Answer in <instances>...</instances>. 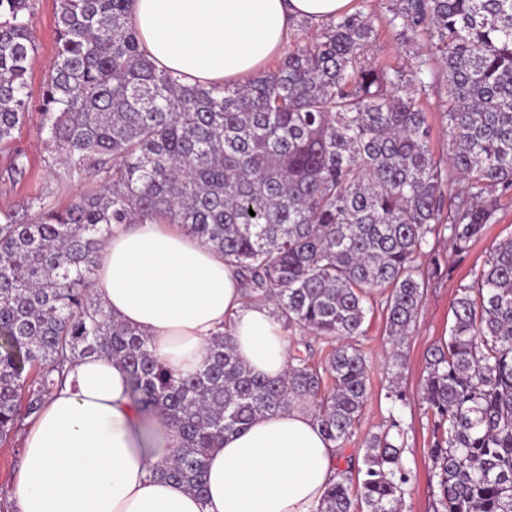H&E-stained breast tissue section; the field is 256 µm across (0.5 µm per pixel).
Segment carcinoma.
<instances>
[{
    "label": "carcinoma",
    "mask_w": 512,
    "mask_h": 512,
    "mask_svg": "<svg viewBox=\"0 0 512 512\" xmlns=\"http://www.w3.org/2000/svg\"><path fill=\"white\" fill-rule=\"evenodd\" d=\"M131 2L57 0L41 131L95 187L62 209L37 198L31 219L0 212V442L64 384L68 362L109 357L129 370L133 402L181 437L157 475L201 496L224 435L293 403L312 407L343 449L369 384L350 340L364 335L375 296L402 343L437 271L420 273L428 236L446 231L466 254L512 196V0H395L388 25L434 45L391 70L368 56L373 13L338 15L314 37L297 21L275 70L216 87L157 70ZM35 50L31 0H0L1 144L29 112ZM437 59L448 89L444 154L422 108ZM113 224H178L223 252L245 299L273 306L291 344L285 375H253L226 332L191 374L161 362L88 292ZM451 309L422 387L437 512H512V241L458 288ZM300 334L339 346L317 361ZM399 434L394 418L366 438L357 477L338 472L317 512H403L411 475Z\"/></svg>",
    "instance_id": "1"
}]
</instances>
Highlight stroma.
<instances>
[{
    "instance_id": "1",
    "label": "stroma",
    "mask_w": 512,
    "mask_h": 512,
    "mask_svg": "<svg viewBox=\"0 0 512 512\" xmlns=\"http://www.w3.org/2000/svg\"><path fill=\"white\" fill-rule=\"evenodd\" d=\"M392 0H367L366 11L375 15L378 36L370 50L372 60L381 67L402 68L426 54V42L408 44L398 39L385 22ZM57 0H34L33 32L37 50L31 60L28 91L31 100L29 116L20 130L15 131L9 149L0 151V211L16 210L39 196H49L56 204L65 206L78 194L86 192L88 182L68 172L66 156L49 145L39 132L42 87L51 71L56 53ZM446 84L441 69H434L432 85L424 100L428 123L432 130L435 152H445L448 143L443 138L446 119L443 102ZM22 150L26 170L23 175L9 174L13 150ZM512 238V198L499 202L496 221L488 226L484 236L460 256L453 253L447 240H439L437 250L442 273L431 278L425 290L423 307L417 322L404 343L396 345L386 333V320L381 310L368 314L366 333L355 344L369 365V396L354 435L346 445V455L354 464H361L363 440L379 432L397 417L404 430L405 447L402 464L410 472L406 487L404 512H436L439 497L437 481L433 478L428 450L432 440L431 415L422 399V387L427 376L426 355L449 330L453 315L452 302L459 285L470 283L473 270L482 267L492 249L501 241ZM400 376L401 390L408 404L400 406L388 399L393 376Z\"/></svg>"
}]
</instances>
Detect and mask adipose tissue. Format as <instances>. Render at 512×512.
I'll use <instances>...</instances> for the list:
<instances>
[{
	"label": "adipose tissue",
	"instance_id": "1",
	"mask_svg": "<svg viewBox=\"0 0 512 512\" xmlns=\"http://www.w3.org/2000/svg\"><path fill=\"white\" fill-rule=\"evenodd\" d=\"M351 0H133L153 64L183 83L245 82L280 53L294 20L324 22ZM93 296L147 336L176 372L198 370L211 336L228 330L252 374L277 379L288 342L271 307L243 296L223 253L168 224H116ZM117 360L76 359L22 437L18 512H315L339 468L312 410L296 405L226 435L207 457V493L156 478L164 451L146 447L142 414Z\"/></svg>",
	"mask_w": 512,
	"mask_h": 512
}]
</instances>
